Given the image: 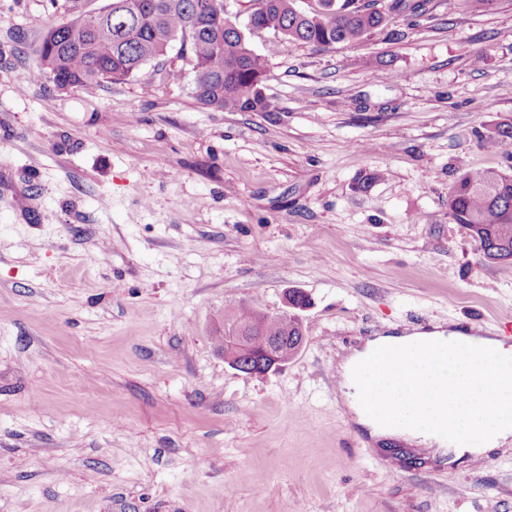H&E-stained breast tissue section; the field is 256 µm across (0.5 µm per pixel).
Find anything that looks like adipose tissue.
Here are the masks:
<instances>
[{
  "mask_svg": "<svg viewBox=\"0 0 512 512\" xmlns=\"http://www.w3.org/2000/svg\"><path fill=\"white\" fill-rule=\"evenodd\" d=\"M381 348L407 360L412 376L431 393L429 402L417 404L392 370L361 380V366ZM506 352L498 338L459 336L451 342L440 329L377 336L341 362V397L357 423L379 440L401 437L443 450L455 446L457 437L482 428L481 439L466 448L455 447L457 455L481 456L512 445V372L501 371L493 360ZM368 392L381 393L390 420L379 419L367 408Z\"/></svg>",
  "mask_w": 512,
  "mask_h": 512,
  "instance_id": "adipose-tissue-1",
  "label": "adipose tissue"
}]
</instances>
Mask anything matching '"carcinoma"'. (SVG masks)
I'll return each instance as SVG.
<instances>
[{
  "label": "carcinoma",
  "instance_id": "1",
  "mask_svg": "<svg viewBox=\"0 0 512 512\" xmlns=\"http://www.w3.org/2000/svg\"><path fill=\"white\" fill-rule=\"evenodd\" d=\"M261 26L289 43L326 48L353 44L387 28L394 16H422L429 0H262ZM224 0H108L98 12L81 13L50 27L38 47L36 77L60 89H91L128 79L142 66L166 55L175 42L190 55L194 94L206 106L228 112H268L254 81L268 65L242 29L219 7ZM497 149L512 144V121L488 130ZM448 214L461 225L484 261L510 263L512 253V173L467 170L448 190ZM264 352L269 336H301L295 316L284 320L257 309L227 316Z\"/></svg>",
  "mask_w": 512,
  "mask_h": 512
}]
</instances>
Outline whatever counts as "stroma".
Masks as SVG:
<instances>
[{"instance_id": "35a3bbf8", "label": "stroma", "mask_w": 512, "mask_h": 512, "mask_svg": "<svg viewBox=\"0 0 512 512\" xmlns=\"http://www.w3.org/2000/svg\"><path fill=\"white\" fill-rule=\"evenodd\" d=\"M107 0H0V512H512V449L432 458L351 438L364 338L467 325L512 347V264L448 213L512 120V0L319 49L249 30L267 112L201 104L170 49L89 91L35 79L48 27ZM183 70L182 80L164 78ZM309 306L282 368L217 338Z\"/></svg>"}]
</instances>
